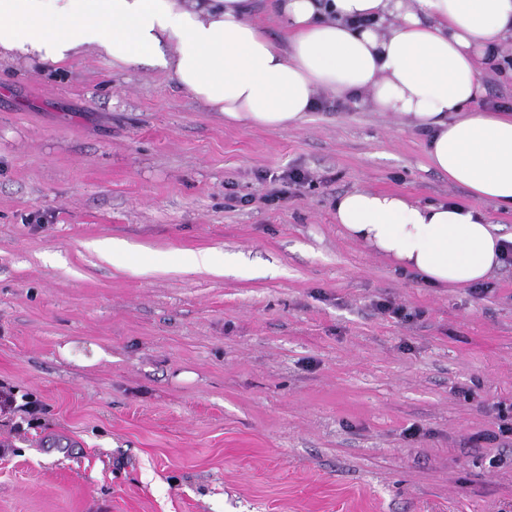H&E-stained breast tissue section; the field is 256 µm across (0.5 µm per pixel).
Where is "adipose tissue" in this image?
I'll return each instance as SVG.
<instances>
[{"label":"adipose tissue","instance_id":"obj_1","mask_svg":"<svg viewBox=\"0 0 512 512\" xmlns=\"http://www.w3.org/2000/svg\"><path fill=\"white\" fill-rule=\"evenodd\" d=\"M273 39L249 0H0V60L57 66L91 47L114 67L149 65L225 121L304 122L318 91L424 132L431 168L465 203L353 190L337 197L343 235L438 288L481 281L512 234L480 211L512 209V113L484 112L482 67L512 40V0H271Z\"/></svg>","mask_w":512,"mask_h":512}]
</instances>
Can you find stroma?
Here are the masks:
<instances>
[{
	"label": "stroma",
	"instance_id": "1",
	"mask_svg": "<svg viewBox=\"0 0 512 512\" xmlns=\"http://www.w3.org/2000/svg\"><path fill=\"white\" fill-rule=\"evenodd\" d=\"M354 189L468 198L362 106L268 130L90 48L1 61L0 512H512V266L427 287L342 234ZM230 256L224 253H215L211 250H199L184 253L180 257V263L189 271L198 273L224 274L226 264Z\"/></svg>",
	"mask_w": 512,
	"mask_h": 512
}]
</instances>
